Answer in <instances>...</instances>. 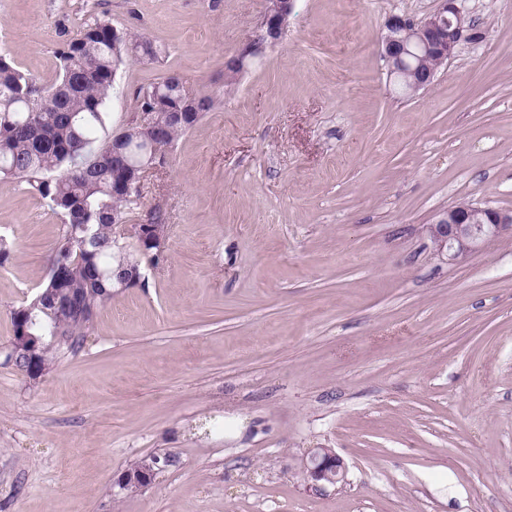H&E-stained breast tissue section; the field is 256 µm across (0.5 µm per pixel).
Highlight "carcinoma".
<instances>
[{
  "label": "carcinoma",
  "mask_w": 512,
  "mask_h": 512,
  "mask_svg": "<svg viewBox=\"0 0 512 512\" xmlns=\"http://www.w3.org/2000/svg\"><path fill=\"white\" fill-rule=\"evenodd\" d=\"M163 50L141 33L95 16L60 53V71L41 82L0 56V178L18 179L61 216L47 284L11 311L15 340L7 360L22 370L30 356L50 372L81 347L94 315L112 298V272L157 266L156 249L123 244L114 225L138 205L141 190L126 189L133 172L166 163L172 144L214 105L198 93L188 113L185 85L164 74L137 92V109L152 113L148 126L104 134L116 77L129 62L154 63ZM158 145L160 157L149 153ZM119 157L112 158V144Z\"/></svg>",
  "instance_id": "obj_1"
}]
</instances>
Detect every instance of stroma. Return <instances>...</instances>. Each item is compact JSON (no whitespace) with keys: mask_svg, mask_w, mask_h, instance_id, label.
<instances>
[{"mask_svg":"<svg viewBox=\"0 0 512 512\" xmlns=\"http://www.w3.org/2000/svg\"><path fill=\"white\" fill-rule=\"evenodd\" d=\"M439 4L295 0L226 95L265 0H0V55L43 81L92 14L164 48L118 74L109 131L167 72L215 96L130 216L168 224L164 261L34 381L11 312L61 219L0 180V512H512V236L452 264L426 232L463 201L512 211V0H463L470 38L402 94L386 21ZM318 447L344 482L310 488ZM160 463L161 459L159 457H153L152 459L146 461V463L139 471L135 473H129L128 471H125L118 481V486L120 489L124 490L130 483H139L144 486L150 485L156 474V471L166 465L168 463V459L164 458L162 465H160Z\"/></svg>","mask_w":512,"mask_h":512,"instance_id":"1","label":"stroma"}]
</instances>
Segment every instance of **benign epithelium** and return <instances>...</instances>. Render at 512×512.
<instances>
[{
	"label": "benign epithelium",
	"instance_id": "7a95c632",
	"mask_svg": "<svg viewBox=\"0 0 512 512\" xmlns=\"http://www.w3.org/2000/svg\"><path fill=\"white\" fill-rule=\"evenodd\" d=\"M459 2L441 0L439 8L418 23L400 15L388 18L382 54L392 63L390 78L397 81L403 74L415 73L431 56L441 60L453 56L466 29ZM292 10L293 0H265L263 23L267 44L275 45L283 38L285 19ZM120 231L139 243L146 241L160 249L167 242L166 236L149 229L147 224H122ZM426 231L438 253L446 256L450 263H460L487 241L512 234V212H503L490 205L452 206L443 211L435 223L428 225ZM144 280L145 275L138 269L124 271L118 275L117 285L132 288ZM167 463L166 458L154 457L139 471L124 472L118 486L122 490L130 483L148 486L156 471ZM304 472L308 482L315 487L334 485L344 478L346 465L332 449L316 448L306 459Z\"/></svg>",
	"mask_w": 512,
	"mask_h": 512
}]
</instances>
